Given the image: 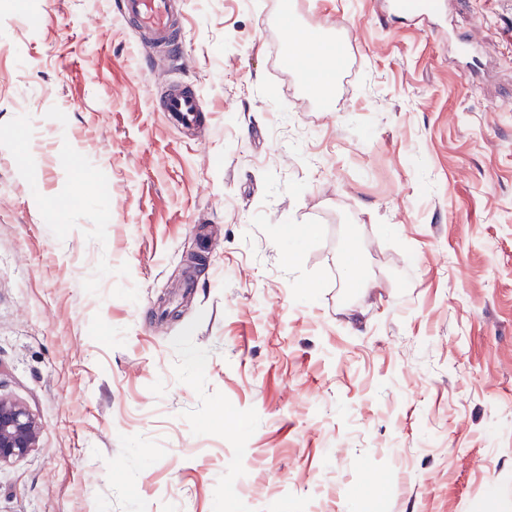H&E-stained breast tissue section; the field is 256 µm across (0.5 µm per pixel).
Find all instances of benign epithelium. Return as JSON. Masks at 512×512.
<instances>
[{
	"mask_svg": "<svg viewBox=\"0 0 512 512\" xmlns=\"http://www.w3.org/2000/svg\"><path fill=\"white\" fill-rule=\"evenodd\" d=\"M39 438L40 426L27 407L0 394V465L27 457Z\"/></svg>",
	"mask_w": 512,
	"mask_h": 512,
	"instance_id": "1",
	"label": "benign epithelium"
}]
</instances>
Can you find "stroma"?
I'll list each match as a JSON object with an SVG mask.
<instances>
[{
    "mask_svg": "<svg viewBox=\"0 0 512 512\" xmlns=\"http://www.w3.org/2000/svg\"><path fill=\"white\" fill-rule=\"evenodd\" d=\"M114 2L0 0V512H512V0H182L189 135ZM307 46L310 56L317 60L327 61L323 74L328 79L329 74L339 67L341 61L340 49L337 45H332L326 40L315 38L307 40ZM159 108L176 127L193 130L203 118V106L198 92L189 84L167 82L159 97ZM39 438L40 426L27 407L0 394V465L27 457Z\"/></svg>",
    "mask_w": 512,
    "mask_h": 512,
    "instance_id": "obj_1",
    "label": "stroma"
}]
</instances>
